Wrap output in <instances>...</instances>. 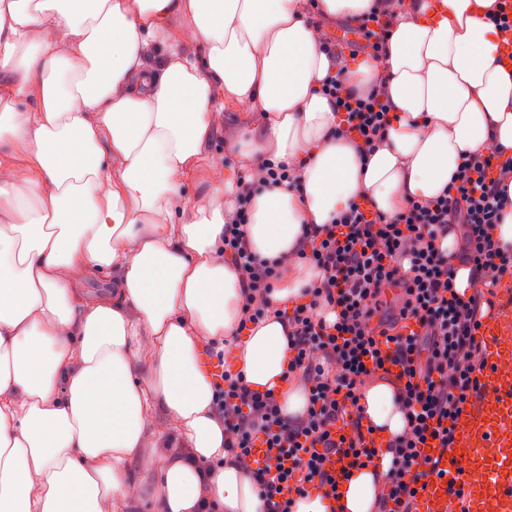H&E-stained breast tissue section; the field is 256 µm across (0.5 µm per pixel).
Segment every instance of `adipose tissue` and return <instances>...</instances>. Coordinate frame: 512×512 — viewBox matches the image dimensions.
<instances>
[{
    "mask_svg": "<svg viewBox=\"0 0 512 512\" xmlns=\"http://www.w3.org/2000/svg\"><path fill=\"white\" fill-rule=\"evenodd\" d=\"M495 0H0V512H124L134 462L154 473L157 512H260L224 450L202 352L224 349L288 417L307 394L281 376L288 325L270 316L235 341L242 284L224 255L240 181L288 164L299 187L261 186L246 239L288 264L269 299L294 305L314 276L303 228L360 197L390 217L447 188L464 156L512 161V68L499 62ZM391 16L380 55L323 50L324 20ZM188 19L191 57L169 29ZM382 84L391 124L370 152L339 132L322 92ZM250 106L225 120L218 101ZM26 110H19V103ZM224 135L237 164L214 161ZM203 180L190 201L186 182ZM108 272L112 288L86 281ZM378 440L337 497L293 512H376L406 426L393 383L361 388ZM179 443L181 452L170 451Z\"/></svg>",
    "mask_w": 512,
    "mask_h": 512,
    "instance_id": "obj_1",
    "label": "adipose tissue"
}]
</instances>
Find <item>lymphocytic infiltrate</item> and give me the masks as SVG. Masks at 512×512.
Listing matches in <instances>:
<instances>
[{"mask_svg":"<svg viewBox=\"0 0 512 512\" xmlns=\"http://www.w3.org/2000/svg\"><path fill=\"white\" fill-rule=\"evenodd\" d=\"M351 54H376L389 35V21L371 12L357 22ZM344 112L343 132L373 147L390 122L383 92L345 94L341 78L323 84ZM512 163L495 154L463 158L442 195L413 201L391 217L352 203L332 223L308 230L303 262L316 271L304 303L279 310L287 321L290 357L284 381L306 388L307 409L285 418L274 391H249L240 374L225 371L215 383L216 412L224 420V447L249 469L264 512H293L296 497L322 490L335 494L330 457L343 453L351 468L371 463L372 427L358 414L359 389L373 374H394L405 410L406 430L391 439L394 459L379 512H416L418 489L411 477L428 441L448 447L450 421L479 389L485 346L478 338L486 294L512 278V249L494 239ZM252 186H242L224 226V251L231 254L248 287L238 334L268 315V296L280 277L277 262L257 258L244 234ZM460 228L461 255L477 282L469 297L453 290V269L436 241L450 225ZM398 289L385 305L387 289ZM336 313L328 322L327 313ZM264 460L253 456L256 445Z\"/></svg>","mask_w":512,"mask_h":512,"instance_id":"1","label":"lymphocytic infiltrate"}]
</instances>
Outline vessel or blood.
<instances>
[{
    "label": "vessel or blood",
    "mask_w": 512,
    "mask_h": 512,
    "mask_svg": "<svg viewBox=\"0 0 512 512\" xmlns=\"http://www.w3.org/2000/svg\"><path fill=\"white\" fill-rule=\"evenodd\" d=\"M479 337L486 348L480 391L452 422L447 448H432L439 474L425 466L411 473L420 488L418 512H448L453 488H461L467 512H512V320L486 319Z\"/></svg>",
    "instance_id": "obj_1"
}]
</instances>
